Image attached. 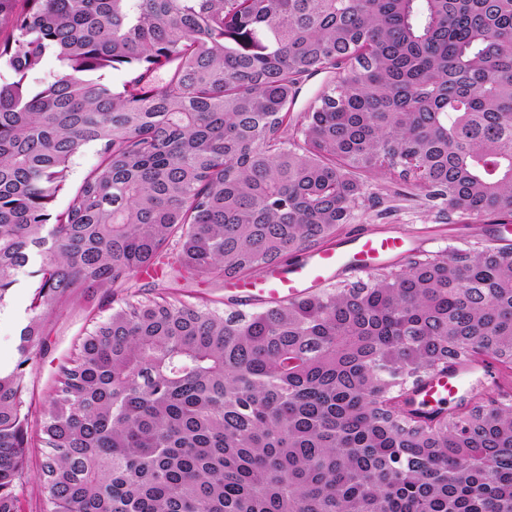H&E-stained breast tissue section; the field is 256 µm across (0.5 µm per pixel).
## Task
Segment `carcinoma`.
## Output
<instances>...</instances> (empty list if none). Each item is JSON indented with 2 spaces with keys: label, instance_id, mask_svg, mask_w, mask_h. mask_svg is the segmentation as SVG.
<instances>
[{
  "label": "carcinoma",
  "instance_id": "cac0c4a2",
  "mask_svg": "<svg viewBox=\"0 0 512 512\" xmlns=\"http://www.w3.org/2000/svg\"><path fill=\"white\" fill-rule=\"evenodd\" d=\"M2 24L0 309L43 260L0 371V512L35 436L50 512H512V243L248 312L178 292L334 242L380 204L363 174L448 224L512 223V0H0ZM318 73L336 77L293 114ZM162 258L167 285L120 296ZM94 297L112 312L38 418L25 366ZM479 358L495 394L416 406ZM96 161L97 156L94 147L86 148L75 158L67 181L68 190L61 194L56 201L58 208H63L67 205L71 191L79 183L84 173L90 169Z\"/></svg>",
  "mask_w": 512,
  "mask_h": 512
}]
</instances>
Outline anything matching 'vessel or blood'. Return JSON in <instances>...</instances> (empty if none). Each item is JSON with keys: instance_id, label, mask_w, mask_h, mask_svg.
<instances>
[{"instance_id": "b4317fda", "label": "vessel or blood", "mask_w": 512, "mask_h": 512, "mask_svg": "<svg viewBox=\"0 0 512 512\" xmlns=\"http://www.w3.org/2000/svg\"><path fill=\"white\" fill-rule=\"evenodd\" d=\"M408 251V244L401 237L358 233L322 250L304 254L262 278L239 282L237 290L247 298L291 300L313 292L340 274L371 273L387 260L406 256ZM476 373L489 378V362H481L473 368L456 366L435 373L418 389L416 405L424 410L445 406L465 392Z\"/></svg>"}]
</instances>
